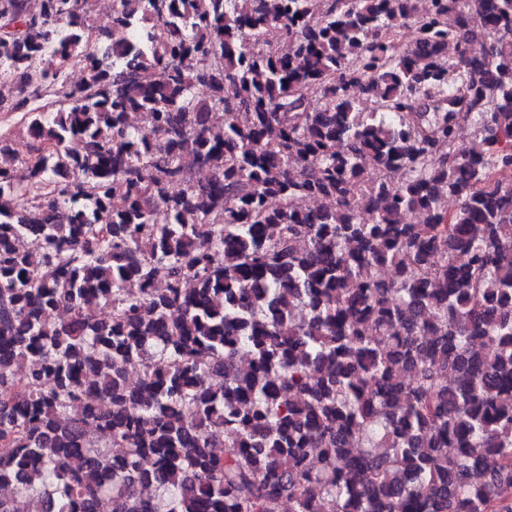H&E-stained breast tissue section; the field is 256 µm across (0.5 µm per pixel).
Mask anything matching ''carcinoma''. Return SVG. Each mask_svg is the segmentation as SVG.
I'll use <instances>...</instances> for the list:
<instances>
[{
  "instance_id": "cac0c4a2",
  "label": "carcinoma",
  "mask_w": 512,
  "mask_h": 512,
  "mask_svg": "<svg viewBox=\"0 0 512 512\" xmlns=\"http://www.w3.org/2000/svg\"><path fill=\"white\" fill-rule=\"evenodd\" d=\"M88 2L0 0V512H512V0ZM9 138L14 147L22 150L21 156L27 155L34 144L28 133L27 120L23 112H0V135Z\"/></svg>"
}]
</instances>
